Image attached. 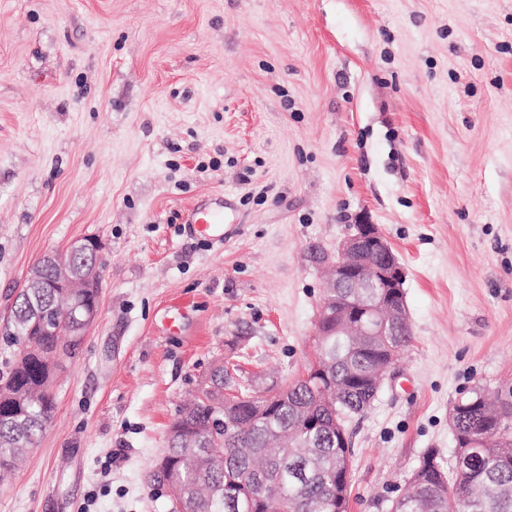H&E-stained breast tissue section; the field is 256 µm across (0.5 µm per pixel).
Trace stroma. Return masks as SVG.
Returning <instances> with one entry per match:
<instances>
[{
    "label": "stroma",
    "instance_id": "stroma-1",
    "mask_svg": "<svg viewBox=\"0 0 512 512\" xmlns=\"http://www.w3.org/2000/svg\"><path fill=\"white\" fill-rule=\"evenodd\" d=\"M221 195L201 237L185 221ZM380 225L413 343L352 417L347 512H387L452 401L512 388V0H0V318L102 243L100 308L0 512H170L147 484L219 363L317 356L323 256ZM228 203L218 196L209 204L194 206L189 209L188 220L194 224L198 231L205 236L210 235L211 229L215 224H224V209Z\"/></svg>",
    "mask_w": 512,
    "mask_h": 512
}]
</instances>
